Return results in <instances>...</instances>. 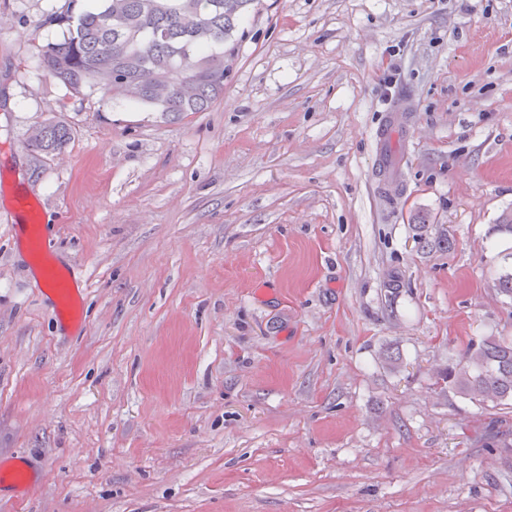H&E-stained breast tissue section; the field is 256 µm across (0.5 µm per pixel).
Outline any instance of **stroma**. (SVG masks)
<instances>
[{"instance_id": "1", "label": "stroma", "mask_w": 512, "mask_h": 512, "mask_svg": "<svg viewBox=\"0 0 512 512\" xmlns=\"http://www.w3.org/2000/svg\"><path fill=\"white\" fill-rule=\"evenodd\" d=\"M67 3L0 0V463L29 479L0 512H512V409L437 382L512 336V0H260L177 117L45 77ZM53 117L73 139L32 152ZM20 192L79 328L1 220ZM413 98L410 94L403 92L397 101L387 110L388 114L382 127L377 133L379 152L377 155V167L380 173L387 174L390 169V147L397 133V128L403 123L400 120L399 112H411ZM38 288H44L46 297L57 309L68 310L79 292V284L68 273L52 262L40 270Z\"/></svg>"}]
</instances>
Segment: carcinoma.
I'll list each match as a JSON object with an SVG mask.
<instances>
[{
	"label": "carcinoma",
	"instance_id": "1",
	"mask_svg": "<svg viewBox=\"0 0 512 512\" xmlns=\"http://www.w3.org/2000/svg\"><path fill=\"white\" fill-rule=\"evenodd\" d=\"M50 14L62 35L41 51L45 75L72 95L105 96L164 115L207 112L224 99L235 40L255 0H93ZM61 120L36 126L27 146L44 154L65 148ZM448 390L482 409L512 406V338L486 336L438 372Z\"/></svg>",
	"mask_w": 512,
	"mask_h": 512
}]
</instances>
